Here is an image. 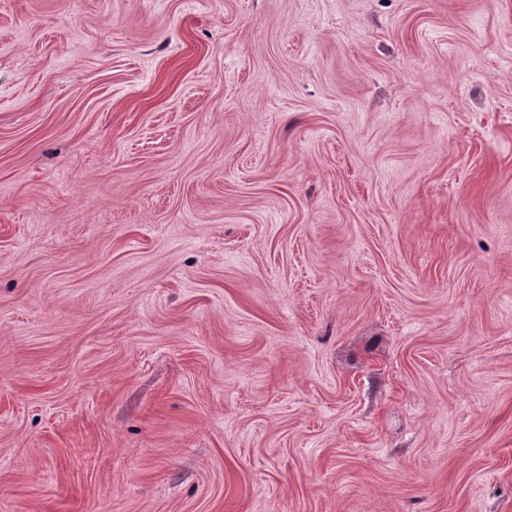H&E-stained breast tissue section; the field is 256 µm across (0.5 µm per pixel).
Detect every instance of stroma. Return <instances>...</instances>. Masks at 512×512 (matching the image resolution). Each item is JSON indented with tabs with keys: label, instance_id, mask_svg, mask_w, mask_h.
<instances>
[{
	"label": "stroma",
	"instance_id": "35a3bbf8",
	"mask_svg": "<svg viewBox=\"0 0 512 512\" xmlns=\"http://www.w3.org/2000/svg\"><path fill=\"white\" fill-rule=\"evenodd\" d=\"M0 512H512V0H0Z\"/></svg>",
	"mask_w": 512,
	"mask_h": 512
}]
</instances>
